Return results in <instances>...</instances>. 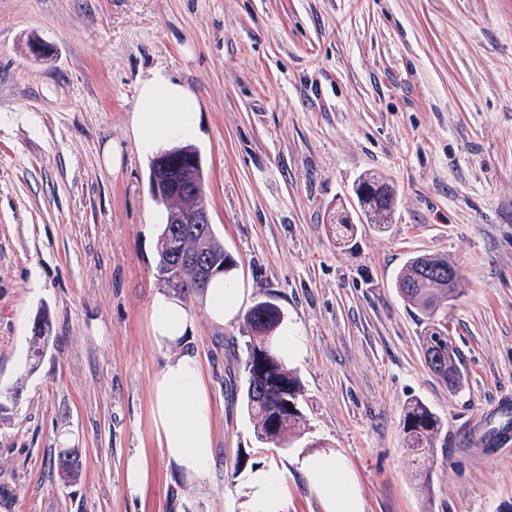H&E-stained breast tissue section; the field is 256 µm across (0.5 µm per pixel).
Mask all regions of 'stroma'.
I'll return each instance as SVG.
<instances>
[{"label": "stroma", "mask_w": 512, "mask_h": 512, "mask_svg": "<svg viewBox=\"0 0 512 512\" xmlns=\"http://www.w3.org/2000/svg\"><path fill=\"white\" fill-rule=\"evenodd\" d=\"M159 70L197 101L206 207L246 305L275 303L306 344L292 368L307 430L284 451L244 410L243 318L218 326L186 300L216 408V463L196 481L163 457L150 412L168 357L149 337L165 208L132 116ZM367 173L395 208L381 225L354 213L340 243L334 212ZM417 254L461 276L443 317L457 389L394 286ZM416 399L445 426L414 460ZM508 400L512 0H0V512H242L241 478L270 467L286 512H324L300 470L316 452L347 463L364 512H506L512 442L488 433L512 435ZM133 451L148 460L134 498ZM125 485L130 497H137L142 492L148 474V460L139 451L130 453L124 465Z\"/></svg>", "instance_id": "35a3bbf8"}]
</instances>
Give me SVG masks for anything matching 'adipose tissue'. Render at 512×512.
I'll use <instances>...</instances> for the list:
<instances>
[{"mask_svg": "<svg viewBox=\"0 0 512 512\" xmlns=\"http://www.w3.org/2000/svg\"><path fill=\"white\" fill-rule=\"evenodd\" d=\"M197 102L183 86L158 71L139 89L134 135L140 153L150 154L167 140H188L198 132ZM244 290L231 274L216 276L200 294L207 317L216 324L234 320ZM152 343L169 356L152 380L151 419L158 446L190 480L204 478L215 465V413L202 364L187 342L194 332L181 298L155 293L149 319ZM325 512H363L350 469L340 457L314 454L301 462ZM244 512H283V478L274 468L255 469L242 479Z\"/></svg>", "mask_w": 512, "mask_h": 512, "instance_id": "obj_1", "label": "adipose tissue"}]
</instances>
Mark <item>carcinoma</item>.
I'll return each mask as SVG.
<instances>
[{
	"label": "carcinoma",
	"instance_id": "obj_1",
	"mask_svg": "<svg viewBox=\"0 0 512 512\" xmlns=\"http://www.w3.org/2000/svg\"><path fill=\"white\" fill-rule=\"evenodd\" d=\"M356 195L359 204L376 223L381 224L395 205V194L385 180L369 176L358 181ZM173 214L192 207H205L204 176L191 184L186 197L166 202ZM185 224H165L158 238L157 273L184 296H195L201 289L199 272L194 264H176L171 257L170 243L185 235ZM185 248L215 270L235 265L234 258L224 251L223 241L210 224L192 225V236L184 240ZM454 263L442 255L423 254L409 258L397 272L395 288L408 306L416 309L425 320L422 339L425 361L431 371L451 389L462 384L459 359L441 322L448 301L457 297L460 286L448 287V268ZM282 319L270 309L252 306L245 315L247 355L244 404L254 431L261 440L267 439L279 448H288L306 430V417L301 406L291 410L289 403L299 402L302 385L296 372L288 367L278 352L275 332ZM444 428L441 418L420 401L409 402L403 414V430L407 450L417 456L433 447Z\"/></svg>",
	"mask_w": 512,
	"mask_h": 512
}]
</instances>
